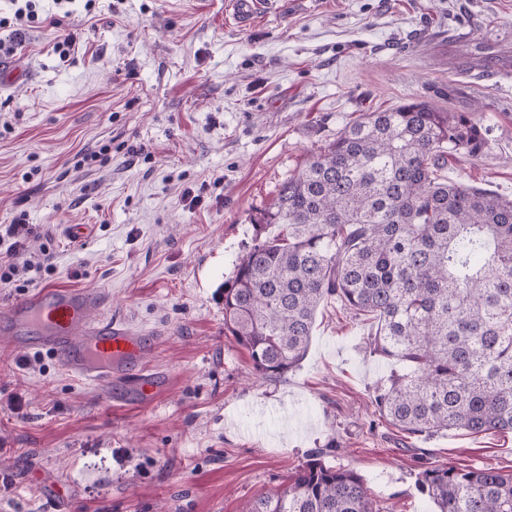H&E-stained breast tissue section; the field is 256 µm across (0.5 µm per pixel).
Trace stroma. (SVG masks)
Wrapping results in <instances>:
<instances>
[{
	"label": "stroma",
	"instance_id": "obj_1",
	"mask_svg": "<svg viewBox=\"0 0 512 512\" xmlns=\"http://www.w3.org/2000/svg\"><path fill=\"white\" fill-rule=\"evenodd\" d=\"M85 3L64 60L48 25L0 31V229L23 221L21 259L52 258L0 307L102 290L98 315L155 334L144 362L169 386L141 405L0 335V512H243L315 452L360 474L377 512H433L416 487L433 463L512 472V433L387 424L389 367L336 302L300 366L259 381L221 298L251 215L356 113L477 111L487 148L449 153L444 174L512 198V0H274L245 27L226 0Z\"/></svg>",
	"mask_w": 512,
	"mask_h": 512
}]
</instances>
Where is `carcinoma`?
I'll return each instance as SVG.
<instances>
[{
    "mask_svg": "<svg viewBox=\"0 0 512 512\" xmlns=\"http://www.w3.org/2000/svg\"><path fill=\"white\" fill-rule=\"evenodd\" d=\"M484 146L476 113L405 103L359 113L280 184L224 283V330L258 378L299 365L334 298L376 326L387 422L413 436L512 432V200L439 175L448 151ZM417 487L437 512H512V473L497 468L430 465ZM243 512L376 509L361 475L318 453Z\"/></svg>",
    "mask_w": 512,
    "mask_h": 512,
    "instance_id": "1",
    "label": "carcinoma"
}]
</instances>
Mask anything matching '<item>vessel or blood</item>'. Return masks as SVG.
<instances>
[{"mask_svg": "<svg viewBox=\"0 0 512 512\" xmlns=\"http://www.w3.org/2000/svg\"><path fill=\"white\" fill-rule=\"evenodd\" d=\"M274 0H231L233 16L245 26ZM97 289L47 286L24 300L0 308V334L23 336L32 349H49L61 365L85 381H111L125 373L141 403L168 387L167 380L143 364L152 335L107 318H92L100 305Z\"/></svg>", "mask_w": 512, "mask_h": 512, "instance_id": "obj_1", "label": "vessel or blood"}]
</instances>
